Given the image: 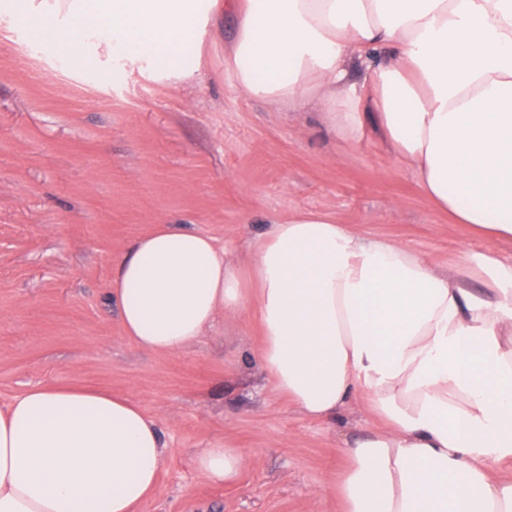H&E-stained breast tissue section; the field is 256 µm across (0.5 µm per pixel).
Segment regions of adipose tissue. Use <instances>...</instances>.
Returning a JSON list of instances; mask_svg holds the SVG:
<instances>
[{"mask_svg":"<svg viewBox=\"0 0 512 512\" xmlns=\"http://www.w3.org/2000/svg\"><path fill=\"white\" fill-rule=\"evenodd\" d=\"M83 71L110 60L195 79L209 29L235 15L224 64L239 93L321 112L344 143L370 135L458 224L512 242V0H0ZM366 74L361 90L350 75ZM480 271L485 289L472 288ZM127 338L176 355L217 317L256 316L257 359L304 416L367 405L345 444L344 512H512V261L465 252L453 271L407 244L300 211L230 257L161 226L112 264ZM163 461L128 398L36 388L0 407V512H135ZM233 482L249 460L204 448Z\"/></svg>","mask_w":512,"mask_h":512,"instance_id":"1","label":"adipose tissue"}]
</instances>
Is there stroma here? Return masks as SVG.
Returning <instances> with one entry per match:
<instances>
[{
  "instance_id": "1",
  "label": "stroma",
  "mask_w": 512,
  "mask_h": 512,
  "mask_svg": "<svg viewBox=\"0 0 512 512\" xmlns=\"http://www.w3.org/2000/svg\"><path fill=\"white\" fill-rule=\"evenodd\" d=\"M236 30L206 36L201 72L161 81L111 62L82 73L0 17V404L44 386H89L156 420L164 458L137 512H339L347 439L376 426L352 409L316 421L274 392L257 319H219L186 351L158 355L124 333L112 261L159 225L203 233L228 254L298 210L408 244L454 267L497 243L454 223L411 171L371 140L337 142L321 113L240 94L224 68ZM252 463L217 487L203 448Z\"/></svg>"
}]
</instances>
